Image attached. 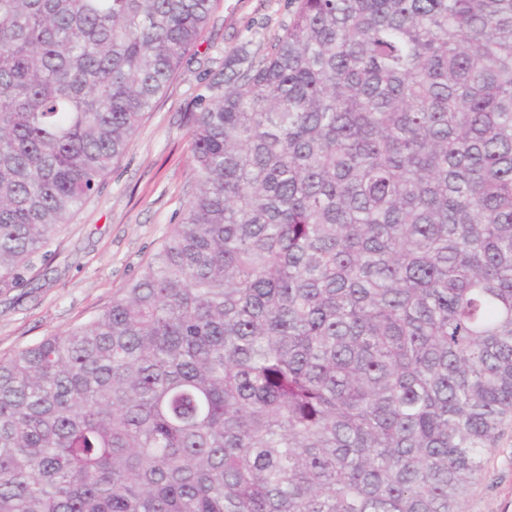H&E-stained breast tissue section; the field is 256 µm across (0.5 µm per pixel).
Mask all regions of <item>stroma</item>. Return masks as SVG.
Returning <instances> with one entry per match:
<instances>
[{
  "label": "stroma",
  "instance_id": "35a3bbf8",
  "mask_svg": "<svg viewBox=\"0 0 512 512\" xmlns=\"http://www.w3.org/2000/svg\"><path fill=\"white\" fill-rule=\"evenodd\" d=\"M292 0H215L202 40L142 116L126 152L38 257L23 286L0 288V359L87 322L160 247L194 180L185 112L217 92L240 50L262 56L292 19ZM463 512H512V420L485 459Z\"/></svg>",
  "mask_w": 512,
  "mask_h": 512
}]
</instances>
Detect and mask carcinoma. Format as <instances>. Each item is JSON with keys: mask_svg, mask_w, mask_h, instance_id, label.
I'll return each mask as SVG.
<instances>
[{"mask_svg": "<svg viewBox=\"0 0 512 512\" xmlns=\"http://www.w3.org/2000/svg\"><path fill=\"white\" fill-rule=\"evenodd\" d=\"M213 0H0V288ZM186 116L190 200L0 359V512H462L512 417V0H294Z\"/></svg>", "mask_w": 512, "mask_h": 512, "instance_id": "1", "label": "carcinoma"}]
</instances>
